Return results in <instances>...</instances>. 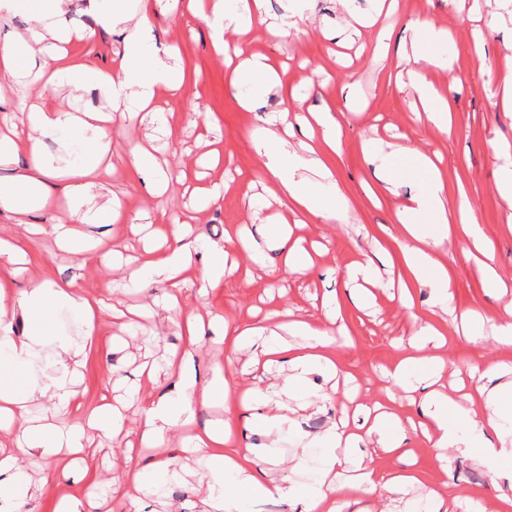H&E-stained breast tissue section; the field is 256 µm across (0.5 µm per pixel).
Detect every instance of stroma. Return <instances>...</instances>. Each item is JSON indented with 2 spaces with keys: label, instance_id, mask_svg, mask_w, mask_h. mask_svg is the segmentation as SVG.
Returning <instances> with one entry per match:
<instances>
[{
  "label": "stroma",
  "instance_id": "1",
  "mask_svg": "<svg viewBox=\"0 0 512 512\" xmlns=\"http://www.w3.org/2000/svg\"><path fill=\"white\" fill-rule=\"evenodd\" d=\"M86 8V0H73L64 17L65 28L74 35L67 50L96 66L108 67L122 50V37L101 29L93 39L81 38V31L93 24ZM371 8V0H352L347 6L340 0H267L268 16H291L294 25L278 40L255 34L251 45L253 52L283 70L285 89L305 92V107L345 115L342 147L331 156L330 164L350 202V211L342 224L309 223L298 228V235L318 251L306 275L280 271L277 251L266 245L263 226L268 216L279 212V205L272 203L254 213L242 202L244 194L261 193L265 181L249 132L263 126L268 115L279 109L280 97L267 96L251 112L240 106L237 90L224 80L223 58L212 51L211 27L191 14L189 0H161L153 18L156 41L177 43L179 61L190 76L189 84L180 91L163 93L158 99L162 112L168 115L169 127L178 132L176 149L164 148L158 154L160 164L173 174L169 188L162 195L149 196L138 175L121 164L108 175L107 182L121 199L124 213L146 214L155 224L164 216L177 215L191 224L194 236L204 240L223 242L230 225H247L258 245L264 246L268 266L278 270L275 278L259 274L249 282L230 275L203 298L198 297L195 284L186 283L180 295L184 309L195 310L207 320L255 324L285 309L316 319L321 315V298L338 297L344 333L337 336L334 353L359 383L362 401L389 399L401 417L417 419L421 416L419 394L400 390L389 395L383 373L397 360V340L409 337L411 311L430 314L428 289H417L413 307L407 308L392 299L390 289L378 288L374 291L375 305L363 310L350 301L344 281L346 266L355 256L366 254L381 267L396 255L401 237L393 222L394 210L420 190L421 182L416 178L403 180L396 194L376 200L374 193L385 175L368 161L364 144L386 143L395 136L404 145L437 156L449 192L465 187L479 223L494 241L498 264L504 272L512 273L508 207L493 191L497 169L493 146L502 141L512 143V115L498 111L491 97L499 57L512 46V0H400L399 11L385 21L391 32L389 54L376 50L375 36L367 30L350 45L338 46L334 33L347 25L351 15L368 13ZM416 18L430 19L454 33L453 42L444 50L447 66L431 73L437 90L450 98L454 123L448 134L417 126L409 76L398 71L396 52L409 46L407 24ZM480 35L488 48L481 75L471 54L472 42ZM314 69L319 72L318 84L308 92L305 79ZM353 81L358 84L361 102L357 112L347 111L345 106L346 86ZM191 107L200 115L194 125L187 117ZM228 178L234 179L235 190L225 194L219 204H191L189 188L197 181L220 184ZM91 233L106 242L92 261L61 250L53 236L42 234L27 241V270L13 276L0 268V283L15 293L45 279L71 282L87 291L108 287L113 303L138 312L130 322L109 314L103 317L97 346L78 368L81 408L70 416L71 421H79L83 413L114 398L124 406L120 431L98 434L92 451L82 458L63 449L23 460L24 471L40 490L37 512H56L60 500L79 501L92 490L111 497L114 483L123 481L139 461L134 434L140 421L139 401L146 391L172 389L174 379L168 363L184 349L179 328L161 306L171 291L170 282L156 280L144 292L128 284L125 261L131 250L142 247L141 242L133 241L128 225L103 224L93 227ZM441 259L456 284L458 311L495 313L512 302L483 288L461 244L447 247ZM147 366L155 368L153 378H145L143 369ZM217 369L223 370L234 387L260 391L268 383H282L288 374L283 366L272 369L264 380L255 379L250 350L233 349L229 341L214 335L197 351L195 370L199 381L204 382ZM343 402L339 396L325 411L297 412L293 426L269 435L241 429L238 445L251 450L268 480L283 485L305 483L322 455L313 439L336 418ZM408 449L416 467L424 469L427 486L408 487L392 502L368 499L370 512H417L430 487L455 494L449 512H486L497 495L512 492V473L487 466L458 449H448L440 457L422 438L410 439ZM206 493L205 484L196 480L158 481L129 497L113 499L112 506L115 512H197Z\"/></svg>",
  "mask_w": 512,
  "mask_h": 512
}]
</instances>
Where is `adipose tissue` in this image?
Instances as JSON below:
<instances>
[{
    "instance_id": "adipose-tissue-1",
    "label": "adipose tissue",
    "mask_w": 512,
    "mask_h": 512,
    "mask_svg": "<svg viewBox=\"0 0 512 512\" xmlns=\"http://www.w3.org/2000/svg\"><path fill=\"white\" fill-rule=\"evenodd\" d=\"M71 0H36L31 9L32 23L24 30L0 39V86L26 82L38 102L27 114L36 135L26 142L17 141L12 127L0 123V161L17 152L30 155L32 163L17 172L8 182H0V204L15 216L25 234H41L43 228L28 223L33 211L56 206L65 200L71 223L53 225L57 241L68 251L92 254L96 239L88 234L91 226L108 224L122 215V205L103 196V176L112 167V114L121 110L128 115L145 111L160 91H177L184 76L177 65L178 49L169 44L156 48L153 33V0H109L106 22L120 31L123 51L112 66L101 69L68 56L64 46L70 39L62 18ZM410 51L400 53L411 75L412 88L420 103L416 121L420 126L449 132L451 112L447 97L434 87L429 75L433 69L446 66L441 53L450 34L447 29L428 19L412 22ZM273 36L288 33L286 21L268 20L264 0H217L212 13L211 45L215 54L233 51L235 66L227 68L228 84L241 88L240 104L252 110L279 84V77L265 57L250 52L257 31ZM41 58L38 70H30L27 62ZM97 86L112 109L108 112L64 111L49 107L48 101L62 86L81 91L87 84ZM299 126L316 125V141L292 143L285 128L270 126L252 132L257 155L270 180L269 196L289 212L309 218L312 223L343 221L350 205L337 185L326 159L341 145V121L338 113H299ZM56 137L66 141L87 143L85 156L55 163L42 155V140ZM366 154L382 169H389L393 159L409 156L411 172L422 177V189L394 211L402 244L397 260L399 299L411 305L414 289L424 287L431 293L432 306L441 313L455 310L454 282L439 253L446 246L460 243L475 251V265L486 287L501 290L508 277L497 263L494 247L479 224L464 191L449 194L441 168L427 154L411 147L391 143L381 147L367 145ZM126 163L140 175L148 193L164 190L169 180L152 148L133 145ZM267 238L281 256L284 271L305 274L313 265V257L295 238L290 225L275 220L266 226ZM134 234L150 232L158 239L155 247L144 248L138 265L129 274L130 281L147 287L153 277L161 276L174 289L169 308L177 309V323L187 340L182 353L174 390L142 402L138 426V454L151 459L152 469L169 473L176 480L185 479L191 469H168L163 461L166 442L172 432L190 424L195 404L220 407L224 418L214 420L194 437L201 448L202 470L196 472L207 486V496L200 512H246L242 501L229 493L225 476L248 488L255 497L278 495L297 501L301 512H347L354 501L352 492L365 495H396L405 488L423 483L424 473L414 466L380 471L357 460L355 454L363 439H372L378 448L395 454L403 453L412 434H422L430 448L444 452L458 448L479 460L491 458L502 464L512 463L506 451L496 450L495 440L512 436V364L477 360L468 374L479 375L480 381L462 396L438 388L444 362L436 350L446 344L444 326L433 319L413 320L409 347L394 364L387 378L392 385L409 390H422L424 422L406 420L395 414L390 404L374 403L358 406L357 416L341 413L315 438L323 450L321 466L311 484L299 488L268 481L267 475L236 446L237 434L230 414L244 412L257 430L273 433L288 420L290 403L303 401L305 406L325 409L333 394H313L309 388L311 374L320 372L340 379L342 368L332 352L333 328L340 316L341 304L336 298L321 301L322 316L278 323L276 329L264 325L225 323L224 333L231 336L234 347L251 348L255 369L264 370L272 360L288 365V377L278 389L255 399L253 391L232 389L223 373H215L206 383H199L193 353L203 346L206 337L199 316L177 308L175 292L185 281L196 254L208 257V267L200 279L202 287L219 286L228 273V254H245L263 265L261 248L244 229L236 227L225 233L223 243L207 244L194 237L188 225L169 216L166 223L144 229L133 225ZM65 306L79 325L77 337L59 334L51 314L55 306ZM103 299L76 289L74 283H37L17 295L0 289V419L24 421L26 428L13 446L0 445V512H32L38 495L37 487L25 481L19 459L35 453L51 454L67 449L80 454L94 433L118 431L122 424L119 407L103 404L92 409L83 423L66 429L52 422L29 419L34 401L54 400L56 417L74 407L76 392L75 365L95 345L102 313ZM462 334L470 342H478L484 332H492L503 346H512V305L503 313L461 317ZM28 326L24 338H17L16 325ZM300 344H293V337ZM52 345L61 374L49 382L33 377V363L45 345Z\"/></svg>"
}]
</instances>
